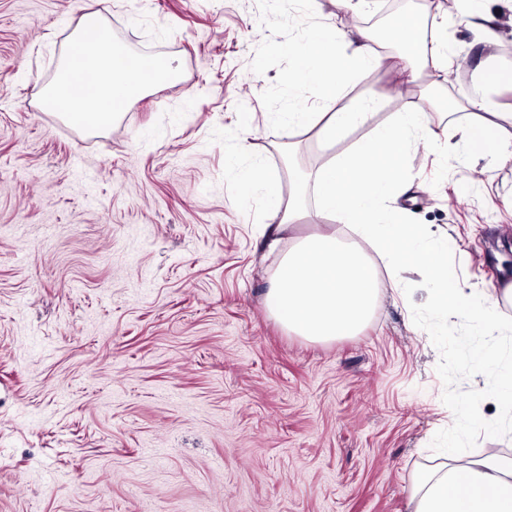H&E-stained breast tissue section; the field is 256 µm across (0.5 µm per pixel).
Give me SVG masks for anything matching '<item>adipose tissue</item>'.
Instances as JSON below:
<instances>
[{"label":"adipose tissue","mask_w":512,"mask_h":512,"mask_svg":"<svg viewBox=\"0 0 512 512\" xmlns=\"http://www.w3.org/2000/svg\"><path fill=\"white\" fill-rule=\"evenodd\" d=\"M85 24L98 29L94 62L84 55L67 52L62 66L40 99L41 106L89 131L111 126L125 107L152 85L178 80L171 61L155 66L144 77L132 55L116 43L111 29L98 14H89ZM421 19L399 16L391 38L406 47L401 73L413 82L417 57L439 62L449 59L445 40L425 48L418 38ZM293 68L288 74V107L279 115L289 127L312 132L332 144L352 131L369 125L384 105L382 96L363 92L349 96L358 74L377 65L378 57L364 34L343 40L333 27L310 28L291 50ZM317 92L333 101L327 112H309L306 92ZM465 107L475 122L455 131L432 126L417 109L392 113L372 134L347 151L334 156L309 175L316 207L350 225L356 238L345 241L335 228L325 227L296 241L279 266L267 292L273 316L288 330L315 341L351 336L361 330L379 300V274L367 251L387 246L386 266L402 272L410 266L435 281L431 302L449 314H462L500 335L497 350L470 351L472 363L494 375L493 393L505 413H512V324L500 320V300L512 301V283L504 285L499 298L477 300L449 282L447 243L434 239L428 229L407 223L404 215L390 206L402 183L401 164L418 142L455 156L467 151L477 156L500 152L508 139L499 124L497 101L466 99ZM241 152L227 156V167L239 183L260 197L275 217L269 225L271 243L303 209L301 192L283 195L278 182L242 165ZM469 425L459 416L457 432L439 464L420 470L409 493L411 512H512V457L488 448L477 456L462 455L458 446Z\"/></svg>","instance_id":"obj_1"}]
</instances>
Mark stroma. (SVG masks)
Here are the masks:
<instances>
[{"instance_id": "stroma-1", "label": "stroma", "mask_w": 512, "mask_h": 512, "mask_svg": "<svg viewBox=\"0 0 512 512\" xmlns=\"http://www.w3.org/2000/svg\"><path fill=\"white\" fill-rule=\"evenodd\" d=\"M421 13L467 69L420 66L402 85L388 46L353 93L387 103L329 146L276 119L292 58L315 24L373 29L367 0H0V512H409L419 467L447 445L459 409L465 450L512 456L491 374L462 348L493 347L477 323L428 299L434 283L392 276L356 335L311 341L266 294L297 238L330 223L307 204L279 246L259 235L263 201L224 159L240 143L292 193L308 172L407 106L433 124L449 84L496 98L512 136V0H485L482 42L448 0ZM99 14L138 56L169 57L178 81L135 98L112 126L82 130L39 107L72 36ZM397 201L454 246L448 277L490 296L512 281V162L476 173L419 146Z\"/></svg>"}]
</instances>
